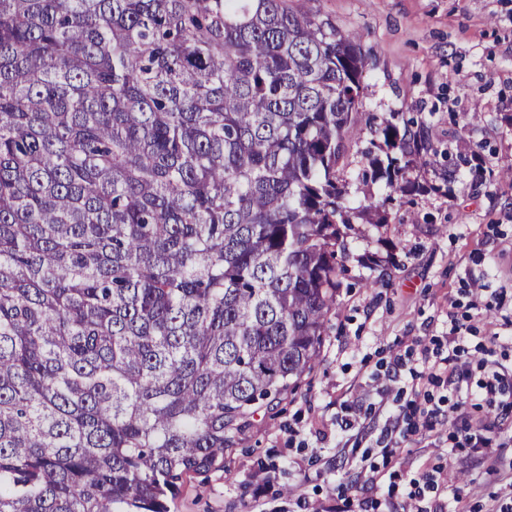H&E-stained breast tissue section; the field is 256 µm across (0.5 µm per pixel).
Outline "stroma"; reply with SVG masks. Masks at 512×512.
<instances>
[{
	"label": "stroma",
	"mask_w": 512,
	"mask_h": 512,
	"mask_svg": "<svg viewBox=\"0 0 512 512\" xmlns=\"http://www.w3.org/2000/svg\"><path fill=\"white\" fill-rule=\"evenodd\" d=\"M359 37L373 62L363 109L403 113L437 147L415 167L419 192L388 207L390 224H368L349 240L348 286L331 316L318 364L295 394L258 417L224 453L223 467L186 477L172 512H376L382 489L367 480L384 467L396 483L433 475L442 494H466V512L512 499L485 481L489 460L454 447L448 424L387 451L395 403L384 372L400 347L448 344L465 327L470 381L487 347L512 366V181L449 174L447 150L478 151L493 171L512 166V0H293ZM381 257L375 269L360 260ZM373 287H365V279ZM504 341L492 344L493 335ZM299 436H291V429ZM294 487L286 497L282 488Z\"/></svg>",
	"instance_id": "stroma-1"
}]
</instances>
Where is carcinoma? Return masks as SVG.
Instances as JSON below:
<instances>
[{
    "label": "carcinoma",
    "mask_w": 512,
    "mask_h": 512,
    "mask_svg": "<svg viewBox=\"0 0 512 512\" xmlns=\"http://www.w3.org/2000/svg\"><path fill=\"white\" fill-rule=\"evenodd\" d=\"M291 0H0V512H169L316 367L423 126ZM363 132L364 133L361 134V139L352 149L350 156V161L352 163L346 172L347 181L350 183L347 198L349 202L354 204V206L358 205L359 200L363 201L364 199V194L361 192V190L356 189L358 185L356 181V174L360 168L367 166L368 160L361 152L367 147H370L369 141L372 138L368 130H364Z\"/></svg>",
    "instance_id": "cac0c4a2"
}]
</instances>
